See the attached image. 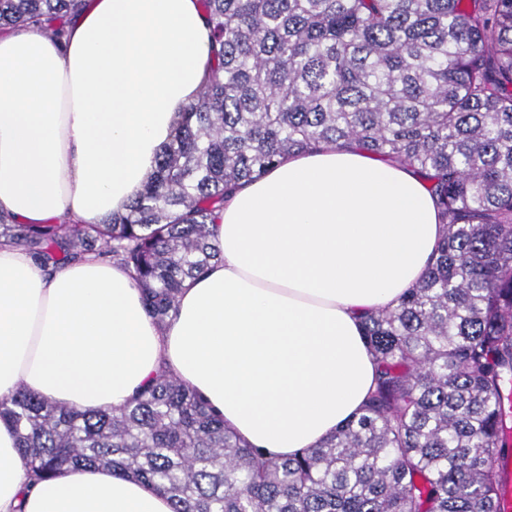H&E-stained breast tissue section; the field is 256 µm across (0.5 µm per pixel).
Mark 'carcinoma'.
Here are the masks:
<instances>
[{"instance_id":"obj_1","label":"carcinoma","mask_w":512,"mask_h":512,"mask_svg":"<svg viewBox=\"0 0 512 512\" xmlns=\"http://www.w3.org/2000/svg\"><path fill=\"white\" fill-rule=\"evenodd\" d=\"M212 76L124 214L16 224L44 266L123 265L164 325L221 260L210 225L242 184L321 144L412 168L444 224L400 304L363 317L376 364L361 414L279 459L244 444L163 370L119 408L80 411L20 386L0 401L35 483L104 466L173 512H498L512 418V0H199ZM83 0H0V32L61 37Z\"/></svg>"}]
</instances>
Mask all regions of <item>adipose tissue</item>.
Here are the masks:
<instances>
[{
	"label": "adipose tissue",
	"mask_w": 512,
	"mask_h": 512,
	"mask_svg": "<svg viewBox=\"0 0 512 512\" xmlns=\"http://www.w3.org/2000/svg\"><path fill=\"white\" fill-rule=\"evenodd\" d=\"M199 0H90L59 38L0 34V212L19 224L126 212L178 112L211 78ZM220 262L165 326L120 264L48 273L0 246V400L18 387L80 410L124 405L159 369L240 439L286 457L361 413L375 379L364 313L395 308L443 237L409 168L328 145L239 188L211 226ZM0 512H172L106 467L31 483L0 420Z\"/></svg>",
	"instance_id": "ef3b65f1"
}]
</instances>
